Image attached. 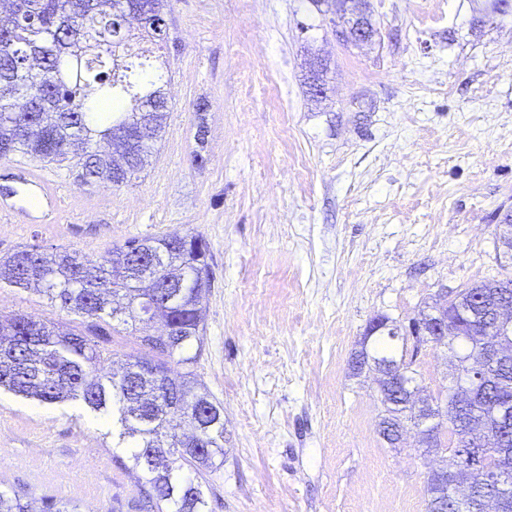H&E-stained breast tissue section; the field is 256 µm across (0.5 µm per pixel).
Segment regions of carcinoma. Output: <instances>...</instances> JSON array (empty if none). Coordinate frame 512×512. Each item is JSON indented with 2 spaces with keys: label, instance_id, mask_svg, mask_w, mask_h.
Segmentation results:
<instances>
[{
  "label": "carcinoma",
  "instance_id": "carcinoma-1",
  "mask_svg": "<svg viewBox=\"0 0 512 512\" xmlns=\"http://www.w3.org/2000/svg\"><path fill=\"white\" fill-rule=\"evenodd\" d=\"M14 28L0 29V160L17 155L46 163L81 167L85 182L121 187L147 165L151 146L128 141L129 131L147 123L161 132L168 117L161 75L152 52H136L122 28L126 0H16ZM168 0H136L143 39L164 41ZM77 26L66 24V18ZM112 100V111L98 115L91 102ZM130 159L112 172V150ZM15 287L41 293L59 309L81 317L75 326L24 314L0 315V388L42 403L79 401L101 416L114 415L120 438L130 439L133 466L151 475L150 499L158 512H207L205 474L224 454V407L209 400L191 370L172 374L170 364L191 366L193 345L203 342L202 309L210 286L207 245L194 233L132 238L107 257L90 260L76 251L46 252L26 246L0 260V277ZM140 295L150 297L134 306ZM512 304V276L491 278L448 296V317L456 331L448 348L460 357L479 355L490 335L495 309ZM152 320L176 331L172 343L127 355L116 376L100 374L112 363V337L106 328L131 332ZM387 336L374 338L368 360L393 359ZM474 397L455 404L453 394L431 400L425 418L433 420L423 448L443 449L441 436L456 437L448 448L453 463L477 484L462 512H484V489L501 482L504 508L512 512V455L503 448L459 439L458 428L481 426L493 409L512 405V355L488 367L474 382ZM382 422L401 425L415 419L405 396L394 390L382 401ZM427 512L454 498L435 473L427 480ZM0 512H81L80 505L49 497L32 498L0 490Z\"/></svg>",
  "mask_w": 512,
  "mask_h": 512
}]
</instances>
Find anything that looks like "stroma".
I'll return each instance as SVG.
<instances>
[{"label": "stroma", "instance_id": "stroma-1", "mask_svg": "<svg viewBox=\"0 0 512 512\" xmlns=\"http://www.w3.org/2000/svg\"><path fill=\"white\" fill-rule=\"evenodd\" d=\"M493 4L370 0L373 44L346 47L312 0H171L170 117L138 178L85 185L64 165L0 160V184L37 178L58 200L38 222L0 220V259L37 244L99 260L188 229L207 243L194 370L224 407L207 512H426L449 452L390 446L374 378L350 364L375 317L405 325L438 295L512 275L496 244L512 208V12ZM0 313L75 319L4 282ZM412 367L445 394V349L420 346ZM119 432L80 403L1 388L0 487L157 512Z\"/></svg>", "mask_w": 512, "mask_h": 512}]
</instances>
